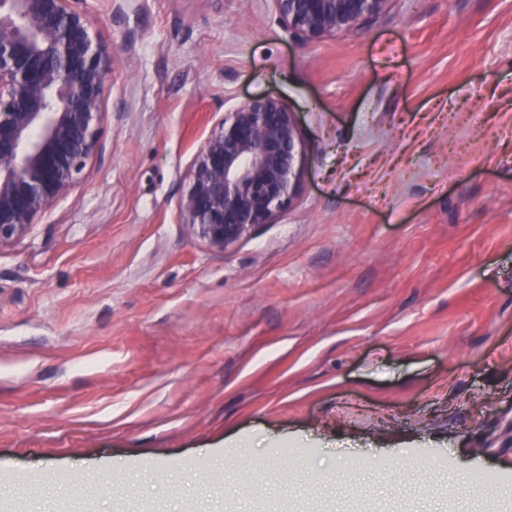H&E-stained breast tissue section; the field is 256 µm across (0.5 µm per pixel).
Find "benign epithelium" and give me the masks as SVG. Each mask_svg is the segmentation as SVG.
<instances>
[{"label": "benign epithelium", "mask_w": 512, "mask_h": 512, "mask_svg": "<svg viewBox=\"0 0 512 512\" xmlns=\"http://www.w3.org/2000/svg\"><path fill=\"white\" fill-rule=\"evenodd\" d=\"M84 0H0V250L79 185L102 151L112 54ZM301 44L360 35L392 0H270ZM306 143L279 97L252 98L215 124L178 199L181 223L221 251L291 200Z\"/></svg>", "instance_id": "benign-epithelium-1"}]
</instances>
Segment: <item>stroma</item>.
Masks as SVG:
<instances>
[{"label": "stroma", "mask_w": 512, "mask_h": 512, "mask_svg": "<svg viewBox=\"0 0 512 512\" xmlns=\"http://www.w3.org/2000/svg\"><path fill=\"white\" fill-rule=\"evenodd\" d=\"M86 5L103 153L0 250V512H512V0L314 44L270 0ZM262 95L301 179L220 251L177 200Z\"/></svg>", "instance_id": "35a3bbf8"}]
</instances>
